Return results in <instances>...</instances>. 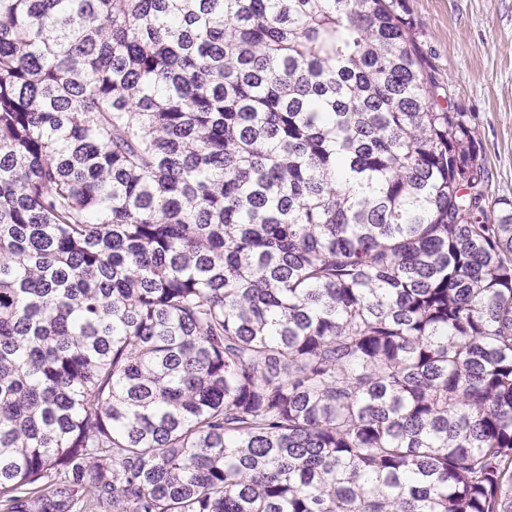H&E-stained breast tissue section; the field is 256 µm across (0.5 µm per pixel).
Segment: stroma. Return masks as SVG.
Returning <instances> with one entry per match:
<instances>
[{
	"instance_id": "obj_1",
	"label": "stroma",
	"mask_w": 512,
	"mask_h": 512,
	"mask_svg": "<svg viewBox=\"0 0 512 512\" xmlns=\"http://www.w3.org/2000/svg\"><path fill=\"white\" fill-rule=\"evenodd\" d=\"M442 95L468 112L490 196L512 200V0H408Z\"/></svg>"
}]
</instances>
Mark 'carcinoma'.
I'll return each mask as SVG.
<instances>
[{"label":"carcinoma","mask_w":512,"mask_h":512,"mask_svg":"<svg viewBox=\"0 0 512 512\" xmlns=\"http://www.w3.org/2000/svg\"><path fill=\"white\" fill-rule=\"evenodd\" d=\"M407 0H0L5 512H512V201Z\"/></svg>","instance_id":"carcinoma-1"}]
</instances>
